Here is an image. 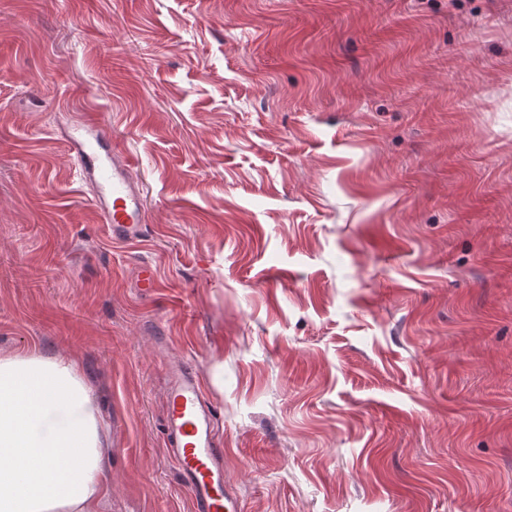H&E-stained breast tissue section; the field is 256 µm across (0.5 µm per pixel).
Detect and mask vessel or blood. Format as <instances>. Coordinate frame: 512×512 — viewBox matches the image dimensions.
Here are the masks:
<instances>
[{
    "mask_svg": "<svg viewBox=\"0 0 512 512\" xmlns=\"http://www.w3.org/2000/svg\"><path fill=\"white\" fill-rule=\"evenodd\" d=\"M61 137L115 240L134 244L147 233L143 198L126 156L106 150L105 125L96 112L74 118ZM218 417L190 363L168 370L163 435L192 512H243L242 502L224 474V448L217 441Z\"/></svg>",
    "mask_w": 512,
    "mask_h": 512,
    "instance_id": "vessel-or-blood-1",
    "label": "vessel or blood"
}]
</instances>
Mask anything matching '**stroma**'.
Listing matches in <instances>:
<instances>
[{
	"label": "stroma",
	"instance_id": "stroma-1",
	"mask_svg": "<svg viewBox=\"0 0 512 512\" xmlns=\"http://www.w3.org/2000/svg\"><path fill=\"white\" fill-rule=\"evenodd\" d=\"M88 111L140 243L59 139ZM35 349L97 401L100 512H191L174 359L243 512H512V0H0V355ZM61 137L76 160L82 179L92 186L95 205L112 239L126 244L141 241L148 226L141 191L128 158L104 148L108 136L99 113L76 116Z\"/></svg>",
	"mask_w": 512,
	"mask_h": 512
}]
</instances>
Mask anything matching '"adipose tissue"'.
Returning <instances> with one entry per match:
<instances>
[{"mask_svg":"<svg viewBox=\"0 0 512 512\" xmlns=\"http://www.w3.org/2000/svg\"><path fill=\"white\" fill-rule=\"evenodd\" d=\"M104 425L74 363L0 356V512H95Z\"/></svg>","mask_w":512,"mask_h":512,"instance_id":"obj_1","label":"adipose tissue"}]
</instances>
